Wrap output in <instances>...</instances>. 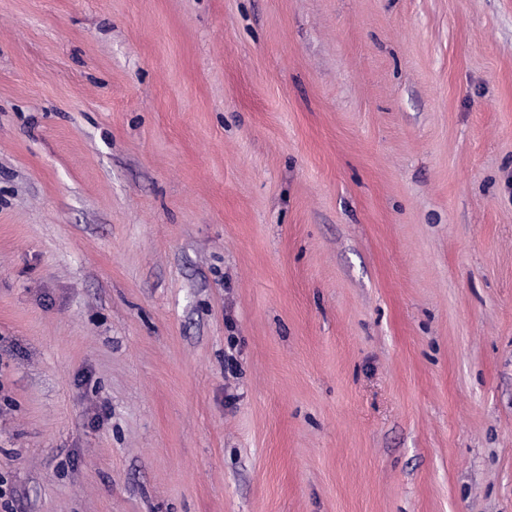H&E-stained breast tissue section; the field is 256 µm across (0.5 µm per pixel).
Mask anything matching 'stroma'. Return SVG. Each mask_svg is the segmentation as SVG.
I'll use <instances>...</instances> for the list:
<instances>
[{
	"mask_svg": "<svg viewBox=\"0 0 512 512\" xmlns=\"http://www.w3.org/2000/svg\"><path fill=\"white\" fill-rule=\"evenodd\" d=\"M0 512H512V0H0Z\"/></svg>",
	"mask_w": 512,
	"mask_h": 512,
	"instance_id": "stroma-1",
	"label": "stroma"
}]
</instances>
